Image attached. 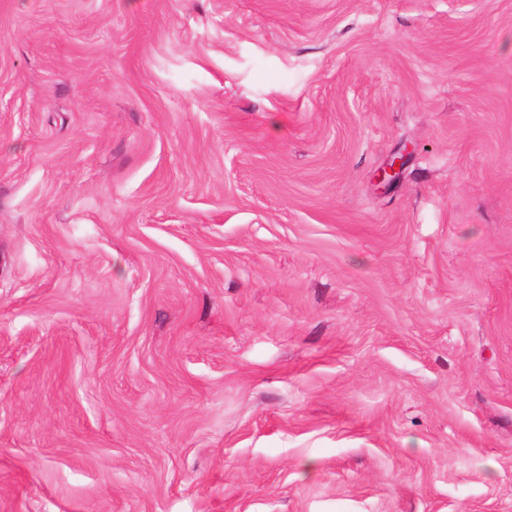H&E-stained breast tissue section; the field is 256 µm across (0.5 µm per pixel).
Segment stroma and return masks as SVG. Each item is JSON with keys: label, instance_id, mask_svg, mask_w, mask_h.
I'll return each mask as SVG.
<instances>
[{"label": "stroma", "instance_id": "stroma-1", "mask_svg": "<svg viewBox=\"0 0 512 512\" xmlns=\"http://www.w3.org/2000/svg\"><path fill=\"white\" fill-rule=\"evenodd\" d=\"M0 512H512V0H0Z\"/></svg>", "mask_w": 512, "mask_h": 512}]
</instances>
